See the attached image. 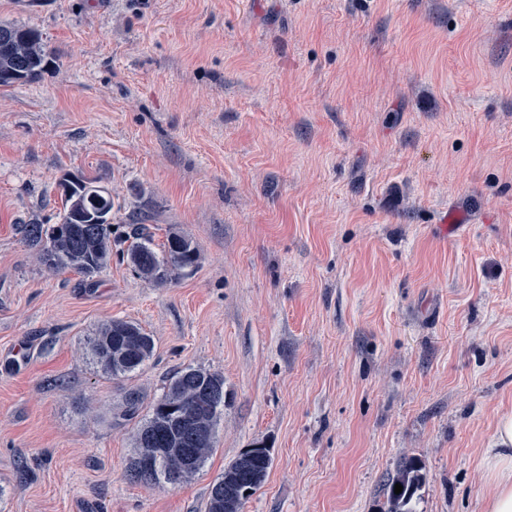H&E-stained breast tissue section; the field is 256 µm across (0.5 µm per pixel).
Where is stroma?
Masks as SVG:
<instances>
[{
  "label": "stroma",
  "instance_id": "stroma-1",
  "mask_svg": "<svg viewBox=\"0 0 512 512\" xmlns=\"http://www.w3.org/2000/svg\"><path fill=\"white\" fill-rule=\"evenodd\" d=\"M54 59L0 86V512H204L225 465L273 463L242 512H486L512 412V0H0ZM200 260L156 286L112 260L51 273L65 173ZM455 210L461 224L444 230ZM109 319L154 340L115 379ZM224 378L204 467L129 476L168 379ZM141 402L129 412L126 398ZM154 350V342L133 322L110 319L86 342L89 362L112 378H129L141 370ZM423 467L415 459H409L402 463L396 476L389 480L388 488V509L387 512H417L413 501L418 490L425 482ZM396 483L403 486L399 495L394 493Z\"/></svg>",
  "mask_w": 512,
  "mask_h": 512
}]
</instances>
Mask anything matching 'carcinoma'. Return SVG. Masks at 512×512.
Listing matches in <instances>:
<instances>
[{"label":"carcinoma","instance_id":"1","mask_svg":"<svg viewBox=\"0 0 512 512\" xmlns=\"http://www.w3.org/2000/svg\"><path fill=\"white\" fill-rule=\"evenodd\" d=\"M53 63L37 29L0 22V86L28 82ZM59 186L63 211L58 223L18 225L24 241L47 270H71L92 282L111 263L115 247L144 279L164 286L198 264V249L178 232L168 236L161 256L140 226L133 228L127 239H112V195L93 181L67 173ZM153 350L152 337L139 325L122 319L102 323L86 342L89 362L113 378L135 375ZM223 414L222 375L193 367L177 371L137 429L130 475L155 486L177 484L194 476L214 451ZM271 464L270 449L263 445L242 452L212 484L206 512H240L242 493L256 492ZM424 482L423 467L417 460L403 462L387 484V512H416L413 501ZM397 483L403 486L398 495L394 493Z\"/></svg>","mask_w":512,"mask_h":512}]
</instances>
